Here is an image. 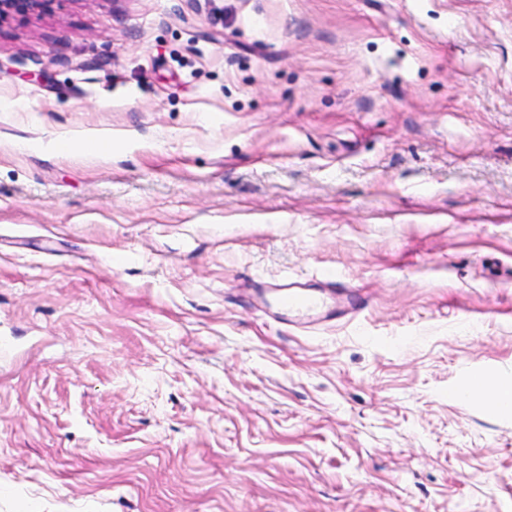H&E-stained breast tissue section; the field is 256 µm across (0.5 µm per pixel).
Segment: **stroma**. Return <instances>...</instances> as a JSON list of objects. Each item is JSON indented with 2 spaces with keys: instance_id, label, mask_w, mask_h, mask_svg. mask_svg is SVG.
I'll list each match as a JSON object with an SVG mask.
<instances>
[{
  "instance_id": "obj_1",
  "label": "stroma",
  "mask_w": 512,
  "mask_h": 512,
  "mask_svg": "<svg viewBox=\"0 0 512 512\" xmlns=\"http://www.w3.org/2000/svg\"><path fill=\"white\" fill-rule=\"evenodd\" d=\"M330 279L318 325L260 294ZM476 373L512 383V0L0 19V512H512Z\"/></svg>"
}]
</instances>
